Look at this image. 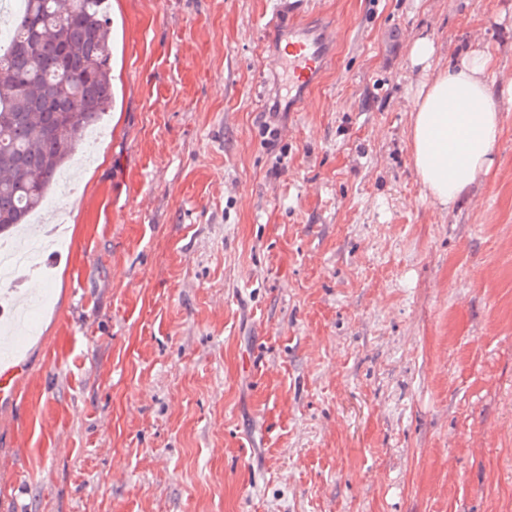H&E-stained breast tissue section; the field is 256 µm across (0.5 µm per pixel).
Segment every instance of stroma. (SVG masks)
Wrapping results in <instances>:
<instances>
[{"mask_svg":"<svg viewBox=\"0 0 512 512\" xmlns=\"http://www.w3.org/2000/svg\"><path fill=\"white\" fill-rule=\"evenodd\" d=\"M278 2L109 0L0 512H512V97L452 210L408 146L412 40L512 77V0H295L338 39L294 112Z\"/></svg>","mask_w":512,"mask_h":512,"instance_id":"obj_1","label":"stroma"}]
</instances>
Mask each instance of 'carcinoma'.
I'll return each mask as SVG.
<instances>
[{
	"instance_id": "1",
	"label": "carcinoma",
	"mask_w": 512,
	"mask_h": 512,
	"mask_svg": "<svg viewBox=\"0 0 512 512\" xmlns=\"http://www.w3.org/2000/svg\"><path fill=\"white\" fill-rule=\"evenodd\" d=\"M108 0H23L0 48V241L42 209L112 105Z\"/></svg>"
}]
</instances>
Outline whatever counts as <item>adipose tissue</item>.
Wrapping results in <instances>:
<instances>
[{"label": "adipose tissue", "mask_w": 512, "mask_h": 512, "mask_svg": "<svg viewBox=\"0 0 512 512\" xmlns=\"http://www.w3.org/2000/svg\"><path fill=\"white\" fill-rule=\"evenodd\" d=\"M435 53L433 41L425 36L410 46L412 65L428 77L417 84L409 106V144L428 197L450 209L491 168L501 118L486 51L471 50L436 71L431 68Z\"/></svg>", "instance_id": "ef3b65f1"}]
</instances>
